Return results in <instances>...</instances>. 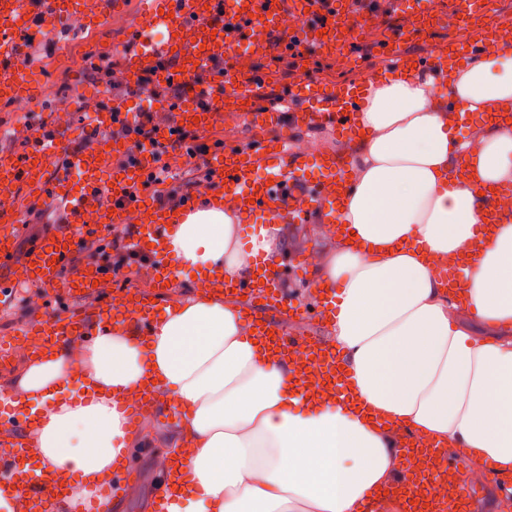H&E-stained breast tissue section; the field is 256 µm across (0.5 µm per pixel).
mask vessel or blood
<instances>
[{"instance_id":"obj_1","label":"vessel or blood","mask_w":512,"mask_h":512,"mask_svg":"<svg viewBox=\"0 0 512 512\" xmlns=\"http://www.w3.org/2000/svg\"><path fill=\"white\" fill-rule=\"evenodd\" d=\"M114 7V0H0V97L24 99L32 83L31 74L19 66L28 48L16 35V27L39 31L42 38L50 39L54 36L52 21L87 11L91 24L99 26ZM391 12L404 16L399 37L423 32L436 19L428 6L410 9L405 0H328L324 5L317 0H143L142 21L131 32L132 45L124 59V72L133 85L145 70L152 68L157 69L161 80L194 83L203 97H191L178 105L175 121L180 126L206 130L223 123L228 105L239 121L258 126L276 124L272 140L258 141L247 148L227 147L208 160L221 185L220 200L236 210L243 222L304 224L314 215L319 223L334 224L349 187L344 157L323 151H298L293 148L287 129L278 127V111H247L249 100L258 92L249 65L275 48L271 32L288 33L286 44L277 47L280 52L303 50L332 55L345 50L354 32L379 27ZM157 27L166 31V39L145 40L144 31ZM380 50L388 64L379 70V77L426 71L443 83L457 62L481 57L485 42L479 33L468 31L446 44L443 51L424 58L398 50L396 39L384 41ZM229 57L235 60L238 77L220 101L208 89L223 81L213 69L215 62ZM309 85V79H300L280 101L281 108L295 106L294 123L305 128H326L347 139L359 137L361 84H336L323 92L310 90ZM126 110L125 103L114 100L107 109L91 113L88 129L94 138L90 145H70L60 136L48 137L43 130L34 128L30 131L33 147L27 162L19 164L10 155L0 154V270L6 268L18 277L39 283L45 300L58 305L57 310L36 324L37 348L53 347L90 334L92 329L109 328L128 320L134 321L139 330H148L152 324V296L180 283L178 268L166 256V231L175 215L195 211L200 197L195 194L166 205L148 198L142 182L156 168L149 154L141 166L120 173L113 171V159L125 151L127 144L112 136V117ZM59 159L66 161L70 172L80 173V191H71L65 177H52V165ZM23 186L40 189L48 199H62L66 217L56 233L38 242L19 260L15 257V237L20 226L13 200ZM126 224L133 228L130 243L134 250L148 251L160 258L153 268L151 290H113L109 302L97 308L91 324L82 316L61 309V301L95 294V282L104 278L95 262L67 273L69 258L84 250L98 234ZM279 284L278 267L263 261L247 284H223L216 278L206 282L207 288L221 287L227 295L249 291L262 297L263 307L246 311L247 325L258 336L267 338L274 350L288 355L293 351V336L266 315L270 309L289 317L298 313L297 308L279 297ZM305 346L307 359L292 364L293 382L310 395H326L340 374L335 351L319 339L306 340ZM160 399L158 388L147 386L142 399L127 407L129 428H137L146 408ZM32 425L28 419L0 427V492H20L27 512H51L52 500L66 495L68 483L59 472L43 470L33 475L22 466L25 430ZM400 440L411 466H418L423 455H430L428 482L445 478L454 488L452 495L438 501L425 494L416 496L409 512H464L471 498L464 461L444 456L436 448H425L406 432L401 433ZM132 478L123 460H116L110 475L96 485L85 512H103L106 502L120 500Z\"/></svg>"}]
</instances>
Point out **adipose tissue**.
Masks as SVG:
<instances>
[{
	"mask_svg": "<svg viewBox=\"0 0 512 512\" xmlns=\"http://www.w3.org/2000/svg\"><path fill=\"white\" fill-rule=\"evenodd\" d=\"M462 110L512 105V52L462 64L450 81ZM434 78L371 86L367 132L349 167L339 231L314 266L331 298L330 342L342 367L335 398L303 394L288 362L247 328L240 306L208 292L165 307L145 340L116 325L29 358L16 403L44 404L27 445L44 469L79 473L58 504L91 496L132 437L123 404L155 381L179 408L193 481L168 512H405L398 431L462 449L470 467L512 473V216L482 227V191L512 188V117L460 143ZM466 159L470 181L453 180ZM179 265L228 283L247 280L274 234L249 242L218 202L170 225ZM469 250L450 293L434 260ZM483 324L472 336L467 320ZM78 373L77 388L62 376Z\"/></svg>",
	"mask_w": 512,
	"mask_h": 512,
	"instance_id": "ef3b65f1",
	"label": "adipose tissue"
}]
</instances>
